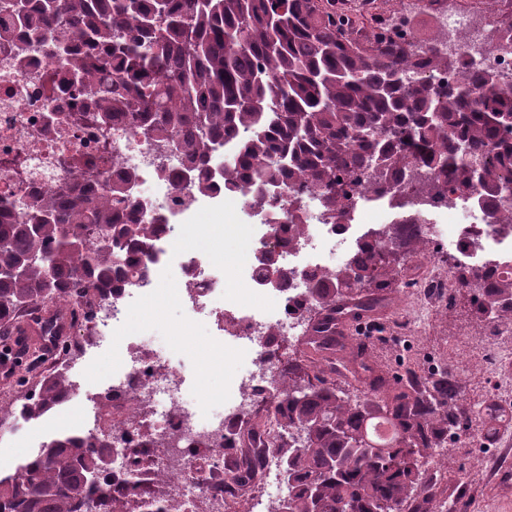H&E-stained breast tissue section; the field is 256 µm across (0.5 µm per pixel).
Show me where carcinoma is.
Wrapping results in <instances>:
<instances>
[{"label":"carcinoma","instance_id":"1","mask_svg":"<svg viewBox=\"0 0 512 512\" xmlns=\"http://www.w3.org/2000/svg\"><path fill=\"white\" fill-rule=\"evenodd\" d=\"M10 21L0 22V45L20 58L46 47L70 76L64 91L100 87L88 111L108 131L123 118L156 142L176 148L193 166L194 187L210 186V166L224 159V190L260 198L272 187L323 190L332 216L351 205L350 188L365 174L391 189L442 200L469 196L512 232V87L490 85L483 69L439 53L410 26L384 29L367 43L352 38L334 0H9ZM23 42L14 44L17 31ZM457 73L460 85L434 80ZM240 133L238 149L224 157L218 138ZM135 173L106 192L74 196L68 185L0 208V268L30 263L25 275H0V327L21 328L23 311L54 309L43 326L58 333L73 300L106 297L126 277L115 262L134 265L153 244L163 216L140 212ZM425 224H396L364 237L343 264L314 277L309 292L308 370L282 368L288 386L277 409L288 439L270 448L280 457L287 495L276 512H377L392 503L402 512L417 489L422 467L441 447L448 428L471 429V414L458 405L460 386L442 379L413 397L406 391L379 400L350 399L332 379L336 336L328 312L345 300H366V288L388 282L402 252L427 238ZM266 279L288 272L274 258L259 263ZM485 265H460L458 292L476 314L512 316V276L486 291ZM71 391L63 372L46 377L22 404L30 417L54 408ZM395 428L380 444L375 420ZM108 440L83 434L54 436L7 476L0 475V512H75L99 489L85 480L108 457ZM417 450L418 460L406 449ZM230 478L246 484L252 457Z\"/></svg>","mask_w":512,"mask_h":512}]
</instances>
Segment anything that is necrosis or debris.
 <instances>
[{"label":"necrosis or debris","mask_w":512,"mask_h":512,"mask_svg":"<svg viewBox=\"0 0 512 512\" xmlns=\"http://www.w3.org/2000/svg\"><path fill=\"white\" fill-rule=\"evenodd\" d=\"M485 18L481 29L466 14L442 12L431 18L427 36L440 47L452 43L456 56L467 62L488 58L512 80V54L488 50L490 41H506L512 33L497 27L493 12ZM66 78L44 54H30L23 62L0 49V200L56 189L71 178L68 159L80 156L88 160L86 177L98 190L136 170L140 184L150 189L138 197L142 209L162 214L165 221L129 284L114 290L91 319L71 318L63 348L50 357H28L25 367L41 375L48 360L77 358L92 337L109 336L118 343L113 383L94 393L93 414L82 425L113 447L112 482L91 496L88 512H112L116 497L129 512H158L172 500L179 512H233L241 496L263 498L277 477L278 459L269 456L257 463L253 482L240 486L225 480L224 457L230 450L272 447L285 435L280 414L259 408L258 398L274 389L270 371L278 363L280 338L303 328L310 277L325 268L322 252L344 249L353 235L386 224V214L375 206L374 192L359 187L348 213L335 220L327 219L314 192L294 195L281 188L260 203L220 188L193 195L190 180L177 184L167 176L186 169L177 148L157 154L136 127L106 136L87 116L47 129L62 98L49 85ZM288 202L301 210L306 224L293 245L287 242V225L278 221ZM399 213L409 223L419 213L434 216L435 237L459 247L466 262L512 270V235L493 233L488 215L470 202L425 200ZM266 250L282 256L288 269L282 284L272 286L259 277L258 255ZM252 293L267 294L270 307L249 309L245 299ZM146 296L159 301L152 322L164 321L168 304L182 310L174 336L200 321L208 325L196 359L210 366L223 362L225 378L160 364L143 344L144 326L136 317Z\"/></svg>","instance_id":"4bbe7bcc"}]
</instances>
